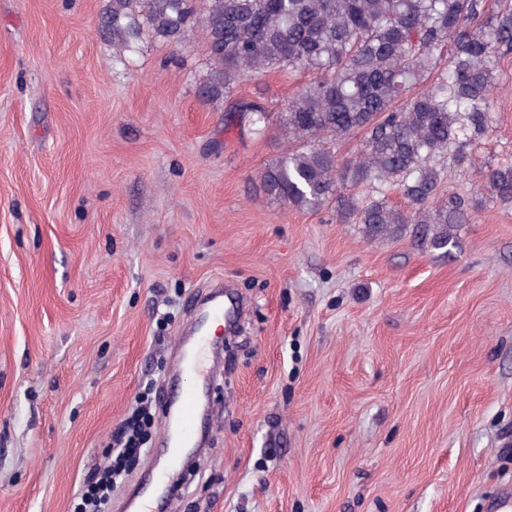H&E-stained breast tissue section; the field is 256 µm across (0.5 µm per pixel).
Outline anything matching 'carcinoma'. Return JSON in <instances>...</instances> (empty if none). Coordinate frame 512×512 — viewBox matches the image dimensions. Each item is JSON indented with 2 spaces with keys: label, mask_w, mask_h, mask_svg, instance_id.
<instances>
[{
  "label": "carcinoma",
  "mask_w": 512,
  "mask_h": 512,
  "mask_svg": "<svg viewBox=\"0 0 512 512\" xmlns=\"http://www.w3.org/2000/svg\"><path fill=\"white\" fill-rule=\"evenodd\" d=\"M206 39L209 100L246 72L304 69L315 77L278 113L281 134L299 146L261 172L269 197L307 210L336 202L371 242L410 235L430 249L457 247L477 196H440L432 161L452 145L484 136L498 89L496 59L512 52V0H109L100 29L120 51L148 32L181 45ZM261 134L270 113L240 102ZM364 133L359 155L338 167L323 147ZM392 185L407 199L360 202L348 188ZM492 197L512 200V164L487 167Z\"/></svg>",
  "instance_id": "obj_1"
}]
</instances>
